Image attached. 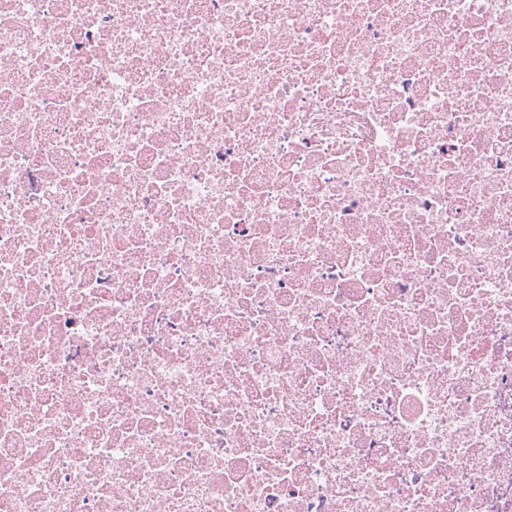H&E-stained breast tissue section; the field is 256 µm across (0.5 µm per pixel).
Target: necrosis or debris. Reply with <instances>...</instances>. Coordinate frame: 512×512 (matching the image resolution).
Instances as JSON below:
<instances>
[{
    "mask_svg": "<svg viewBox=\"0 0 512 512\" xmlns=\"http://www.w3.org/2000/svg\"><path fill=\"white\" fill-rule=\"evenodd\" d=\"M0 512H512V0H0Z\"/></svg>",
    "mask_w": 512,
    "mask_h": 512,
    "instance_id": "necrosis-or-debris-1",
    "label": "necrosis or debris"
}]
</instances>
